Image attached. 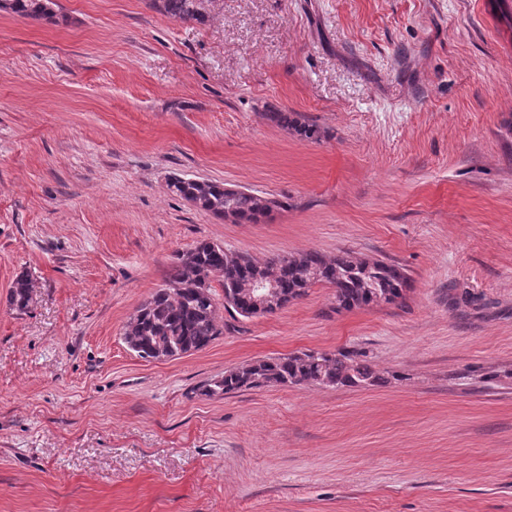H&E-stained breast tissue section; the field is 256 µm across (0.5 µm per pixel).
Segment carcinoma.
<instances>
[{"mask_svg":"<svg viewBox=\"0 0 512 512\" xmlns=\"http://www.w3.org/2000/svg\"><path fill=\"white\" fill-rule=\"evenodd\" d=\"M9 11L21 17L56 21L57 3L51 0H9ZM207 0H150L156 11L176 20L208 21ZM275 124L293 129L306 138L317 130L302 124L292 112H270ZM168 190L194 206L217 216L229 215L238 222L257 224L273 208L272 200L249 191L228 195L224 184L174 176ZM221 274L219 285L227 298L224 308L244 318L273 314L304 296L311 286L325 283L335 288L336 311L370 304L393 303L404 296L407 276L402 268L381 260L362 259L347 251L327 257L317 251L277 256L258 263L242 254L229 255L214 242L201 241L174 255L165 287L157 289L136 310L124 329L129 348L145 360L167 350L171 359L206 348L221 334L218 306L210 275ZM264 283L278 289V300L263 309L252 304L253 289ZM31 282L17 277L10 291V304L19 312L28 309ZM397 373L386 376L360 350L334 353L314 350L284 357L259 359L232 367L199 388L207 397H222L243 388L311 385L325 387L385 386Z\"/></svg>","mask_w":512,"mask_h":512,"instance_id":"obj_1","label":"carcinoma"}]
</instances>
